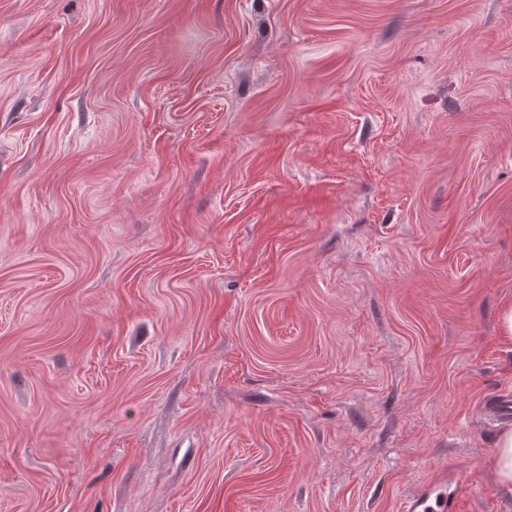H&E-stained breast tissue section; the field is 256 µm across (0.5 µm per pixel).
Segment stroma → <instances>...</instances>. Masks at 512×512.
I'll return each instance as SVG.
<instances>
[{
    "instance_id": "stroma-1",
    "label": "stroma",
    "mask_w": 512,
    "mask_h": 512,
    "mask_svg": "<svg viewBox=\"0 0 512 512\" xmlns=\"http://www.w3.org/2000/svg\"><path fill=\"white\" fill-rule=\"evenodd\" d=\"M508 300L512 0H0V512H512ZM491 467L498 484L512 493V423L497 435ZM467 475L457 469L449 468L436 475L433 481L423 485L409 499L404 502L403 512H455L459 500L468 490ZM448 488L446 492H438V489Z\"/></svg>"
}]
</instances>
